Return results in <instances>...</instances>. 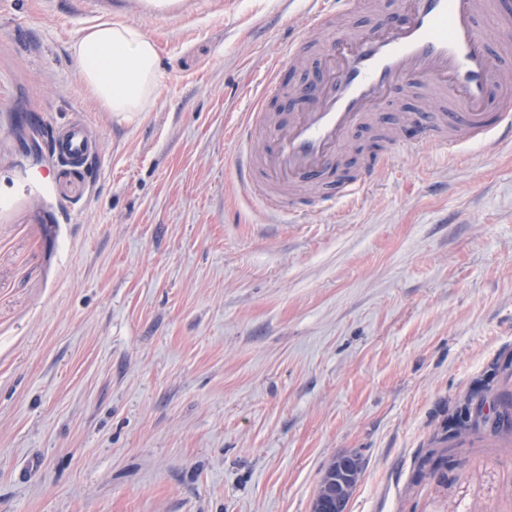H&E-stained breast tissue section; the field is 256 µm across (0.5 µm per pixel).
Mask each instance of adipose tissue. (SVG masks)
Listing matches in <instances>:
<instances>
[{
  "instance_id": "ef3b65f1",
  "label": "adipose tissue",
  "mask_w": 512,
  "mask_h": 512,
  "mask_svg": "<svg viewBox=\"0 0 512 512\" xmlns=\"http://www.w3.org/2000/svg\"><path fill=\"white\" fill-rule=\"evenodd\" d=\"M70 50L81 87L117 120H133L160 92L156 45L138 27L100 23L76 37Z\"/></svg>"
}]
</instances>
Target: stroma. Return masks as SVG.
I'll use <instances>...</instances> for the list:
<instances>
[{
  "instance_id": "35a3bbf8",
  "label": "stroma",
  "mask_w": 512,
  "mask_h": 512,
  "mask_svg": "<svg viewBox=\"0 0 512 512\" xmlns=\"http://www.w3.org/2000/svg\"><path fill=\"white\" fill-rule=\"evenodd\" d=\"M0 0V512H311L358 449L347 512H512V433L448 443L466 397L512 393V145L395 151L358 198H246L235 125L311 0ZM158 47L162 87L117 122L74 38L103 22ZM410 93L342 149L418 116ZM96 150L58 169L56 130ZM432 454L430 453L428 456L422 459L420 463L418 477L422 478L425 475H429L431 477H438L439 479H447V472L449 470H454L456 468L461 467L460 461L451 460L448 461V456H439L436 460L432 461ZM429 466L427 472H425L426 467Z\"/></svg>"
}]
</instances>
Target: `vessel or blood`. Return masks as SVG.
<instances>
[{"label":"vessel or blood","mask_w":512,"mask_h":512,"mask_svg":"<svg viewBox=\"0 0 512 512\" xmlns=\"http://www.w3.org/2000/svg\"><path fill=\"white\" fill-rule=\"evenodd\" d=\"M355 8V0H331L314 12L271 64L259 110L236 129L244 144L261 128L269 130L262 153L246 150L234 160L240 188L269 209H281L303 190H319L326 204L363 192L375 170L340 172L342 147L379 107L415 87L442 105L434 121L421 124L420 143L480 142L493 151L512 141V70L495 63L479 30L483 15L511 12L512 0H387L377 23L364 29L345 24ZM326 29L335 30L336 39L310 60L313 78L294 88L283 116L266 122L261 108L283 98L286 68L297 66L304 42ZM55 147L62 161L76 163L94 144L82 124L71 123Z\"/></svg>","instance_id":"1"}]
</instances>
